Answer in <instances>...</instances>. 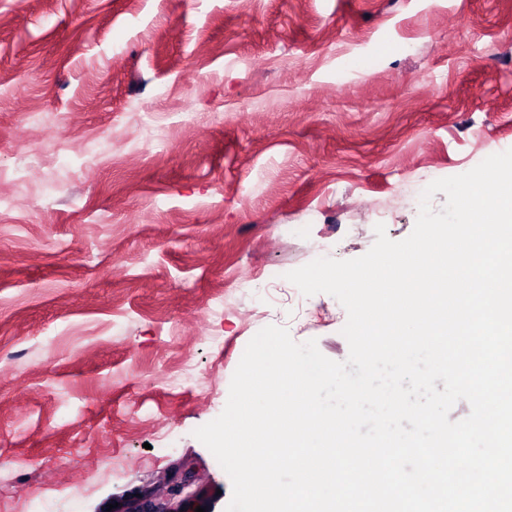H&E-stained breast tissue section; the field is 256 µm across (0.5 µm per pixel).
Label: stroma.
Segmentation results:
<instances>
[{"label": "stroma", "instance_id": "1", "mask_svg": "<svg viewBox=\"0 0 512 512\" xmlns=\"http://www.w3.org/2000/svg\"><path fill=\"white\" fill-rule=\"evenodd\" d=\"M509 149L512 0H0V512H225L249 341L349 355L286 273ZM197 506L206 508V512H212L204 501L198 495H191L179 501L165 499L154 492L141 491L132 498L124 502L119 512H195Z\"/></svg>", "mask_w": 512, "mask_h": 512}]
</instances>
